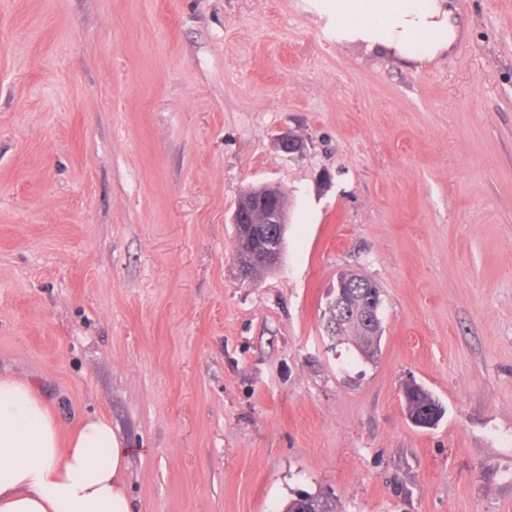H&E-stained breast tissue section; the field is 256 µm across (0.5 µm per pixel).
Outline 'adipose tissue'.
<instances>
[{
	"label": "adipose tissue",
	"mask_w": 512,
	"mask_h": 512,
	"mask_svg": "<svg viewBox=\"0 0 512 512\" xmlns=\"http://www.w3.org/2000/svg\"><path fill=\"white\" fill-rule=\"evenodd\" d=\"M340 44L386 50L409 63L442 55L459 28L452 0H306ZM129 450L104 418L71 434L33 387L0 377V512H134Z\"/></svg>",
	"instance_id": "ef3b65f1"
}]
</instances>
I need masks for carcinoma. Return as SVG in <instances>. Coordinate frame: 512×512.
<instances>
[{
	"instance_id": "1",
	"label": "carcinoma",
	"mask_w": 512,
	"mask_h": 512,
	"mask_svg": "<svg viewBox=\"0 0 512 512\" xmlns=\"http://www.w3.org/2000/svg\"><path fill=\"white\" fill-rule=\"evenodd\" d=\"M237 249L236 263L251 271L258 277L273 267L262 261L265 249V235L262 227L255 224H241L235 229ZM383 302L379 285L364 276L352 282L349 288L348 302L340 308L341 318L338 323L325 319V331L338 342L351 344L359 357L370 361L378 356L383 337L382 322H371L360 328L352 318L367 302ZM404 407L409 420L417 427L430 428L441 419L444 409L440 401L425 387L410 384L403 391ZM283 512H342L335 496L325 492H301L288 501Z\"/></svg>"
}]
</instances>
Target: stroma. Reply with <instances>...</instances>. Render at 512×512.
<instances>
[{
  "mask_svg": "<svg viewBox=\"0 0 512 512\" xmlns=\"http://www.w3.org/2000/svg\"><path fill=\"white\" fill-rule=\"evenodd\" d=\"M456 5L407 64L305 0H0V377L111 422L135 512H512V0ZM260 183L286 248L244 281ZM343 271L375 361L324 330ZM282 192V189L275 184L249 186L243 193L251 197H258L259 204L256 209L248 211H243L242 206L236 204L231 216L230 223L239 224L235 229L237 241L236 263L245 269H249L254 279L264 271L275 269L276 267L272 266L281 262V253L284 248L282 232L276 230L268 234L267 249L264 254L265 265L262 261L265 235L262 231L263 227L256 224H283L285 235L288 213L276 203V197L280 196ZM356 276L358 279L353 280L351 288H348V302L339 308L341 314L339 322L336 325V310L333 311L335 326L334 322L328 318L327 312H325L327 318L325 319L324 328L327 335L331 336L336 344L348 341L359 357L370 361L378 356L381 349L384 332L382 320L380 319L375 323L370 321L365 328H359L356 323L350 321L358 312L362 311L368 301L379 302L382 308V290L375 281L359 274H356ZM403 399L406 415L417 427H433L443 415L444 409L440 401L421 385L406 386ZM283 512H343L335 496L325 492H301L288 501Z\"/></svg>",
  "mask_w": 512,
  "mask_h": 512,
  "instance_id": "35a3bbf8",
  "label": "stroma"
}]
</instances>
